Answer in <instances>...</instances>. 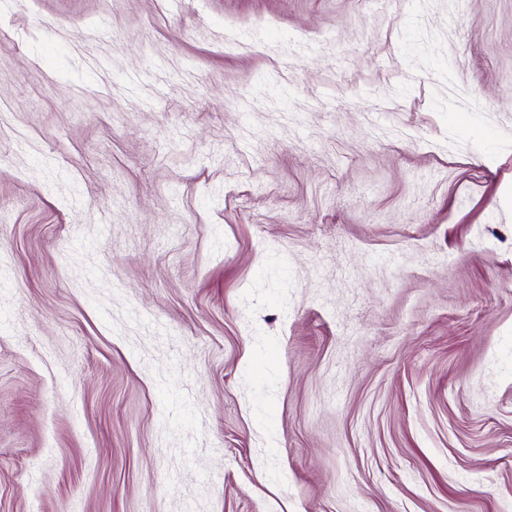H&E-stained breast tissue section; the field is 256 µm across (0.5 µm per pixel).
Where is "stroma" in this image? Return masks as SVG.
I'll return each mask as SVG.
<instances>
[{
    "mask_svg": "<svg viewBox=\"0 0 512 512\" xmlns=\"http://www.w3.org/2000/svg\"><path fill=\"white\" fill-rule=\"evenodd\" d=\"M0 512H512V0H0Z\"/></svg>",
    "mask_w": 512,
    "mask_h": 512,
    "instance_id": "1",
    "label": "stroma"
}]
</instances>
